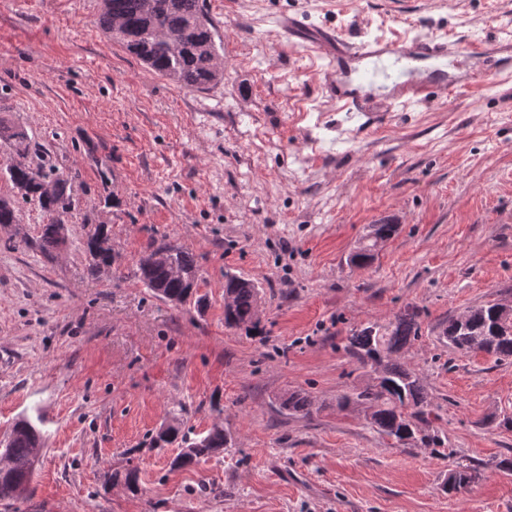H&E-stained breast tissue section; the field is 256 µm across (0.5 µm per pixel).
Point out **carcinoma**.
Instances as JSON below:
<instances>
[{"label": "carcinoma", "instance_id": "1", "mask_svg": "<svg viewBox=\"0 0 512 512\" xmlns=\"http://www.w3.org/2000/svg\"><path fill=\"white\" fill-rule=\"evenodd\" d=\"M97 25L110 38L154 72L175 84L198 91H207L224 79L221 64L223 43L216 42L217 32L203 0H102ZM0 143L6 145L10 159L0 166V176L9 181L24 199L38 202L47 216L39 239L40 249L49 254L58 246L56 225L65 223L72 210L70 179L55 168L33 167L27 162L34 145L28 134L0 122ZM19 223L14 199L0 197V224ZM394 224H371L358 251L349 262L364 266L374 259L377 241H385L395 234ZM86 250L90 257L89 269L96 273L102 266H112L113 253L108 228L99 225L88 238ZM165 251L170 263L180 268L182 276L173 278L164 264L144 269L137 265L134 276L157 298L175 299L183 304L192 296L198 280V266L194 255L183 246L161 239L152 245L148 255ZM224 293L231 295V303L224 310V323L229 327L259 323L256 307L261 290L240 275H228ZM501 302H488L467 313L448 319L442 325L440 336L457 351L484 352L496 361L512 360V319L505 318ZM418 312L408 306L386 325L369 323L347 337L346 350L365 368L372 369L373 377L358 392L345 395L339 401L343 407L357 404L364 407L365 418L377 432L403 447L417 442L438 447L442 440L432 427L431 401L419 376L399 362L401 351L421 336ZM281 407L292 416H308L312 402L309 397L292 391L281 400ZM228 435L222 428L211 429L195 448V440L179 436V428L159 432L154 444H169L177 439L185 448L171 463V468H184L226 450ZM41 440L40 431L29 421H20L13 427L11 440L0 447V454L8 456L13 466L0 473V501L17 497L16 490L31 481V450ZM480 466L466 464L448 475L444 489L459 492L479 479ZM122 482L127 489L138 493V470L125 473L107 472L104 483Z\"/></svg>", "mask_w": 512, "mask_h": 512}]
</instances>
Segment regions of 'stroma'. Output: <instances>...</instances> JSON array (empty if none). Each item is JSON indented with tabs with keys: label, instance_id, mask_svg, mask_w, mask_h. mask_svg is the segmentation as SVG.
Segmentation results:
<instances>
[{
	"label": "stroma",
	"instance_id": "1",
	"mask_svg": "<svg viewBox=\"0 0 512 512\" xmlns=\"http://www.w3.org/2000/svg\"><path fill=\"white\" fill-rule=\"evenodd\" d=\"M101 0H0V121L71 176L66 248L47 217L0 224V437L29 417L43 450L28 492L0 512H512V363L456 351L441 325L512 300V86L495 73L448 102L352 132L291 43L282 14L368 37L512 32V0H204L224 80L198 92L149 70L96 23ZM381 221L398 232L366 267L347 258ZM107 225L115 261L89 272ZM186 247L202 304L133 276L153 241ZM262 290L258 330L224 325V275ZM411 305L403 356L445 446L401 448L338 398L368 373L352 329ZM307 394L309 416L280 408ZM223 427L220 457L171 469L152 447L171 417ZM481 479L448 493L458 464ZM137 468L139 493L104 487Z\"/></svg>",
	"mask_w": 512,
	"mask_h": 512
}]
</instances>
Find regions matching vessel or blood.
<instances>
[{
	"label": "vessel or blood",
	"mask_w": 512,
	"mask_h": 512,
	"mask_svg": "<svg viewBox=\"0 0 512 512\" xmlns=\"http://www.w3.org/2000/svg\"><path fill=\"white\" fill-rule=\"evenodd\" d=\"M279 24L289 39L301 43L323 59L318 77L327 98L336 102L347 120L356 122L362 131L408 105L428 106L447 99L454 90L481 83L486 74V63H493L499 74L512 77L511 37L491 44L453 43L434 34L405 40L365 39L352 37L334 27L310 25L293 15L280 18ZM457 56L471 61V67L463 77L404 83L394 94L381 100L362 95L352 79L354 64L366 60L387 59L405 65Z\"/></svg>",
	"instance_id": "1"
}]
</instances>
